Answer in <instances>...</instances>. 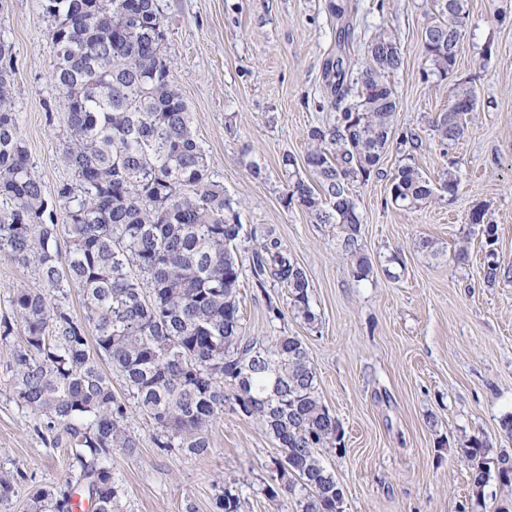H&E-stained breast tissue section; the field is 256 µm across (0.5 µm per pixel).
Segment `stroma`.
Returning <instances> with one entry per match:
<instances>
[{
    "label": "stroma",
    "instance_id": "1",
    "mask_svg": "<svg viewBox=\"0 0 512 512\" xmlns=\"http://www.w3.org/2000/svg\"><path fill=\"white\" fill-rule=\"evenodd\" d=\"M331 0H161L166 57L211 165L232 196L247 231L274 230L304 270L317 315L269 321L268 298L286 288L240 287L247 338L299 337L318 376V395L344 432L340 448L321 451L344 491V512H495L512 505V489L490 483L477 500L461 445L471 437L512 454L500 420L512 413V0H467L468 23L448 79L426 75L422 54L425 0H354L353 68L382 27L395 35L402 68L387 81L398 101L395 137L379 172L354 183L360 243L372 270L357 279L339 246L340 227L315 223L282 202L284 154L307 182L308 133L326 124L323 66L335 57ZM50 23L39 0H8L0 35L16 49L14 101L19 131L47 198L71 173L62 161L68 129L65 95L52 73ZM471 88L468 131L442 145L433 127L452 85ZM418 133L409 152L399 136ZM432 182L454 172L458 191H438L419 210L390 202V177L406 162ZM261 177H253L252 166ZM496 224L486 244L474 209ZM431 240L433 251L421 248ZM467 249V261L455 258ZM505 274L487 282L488 261ZM21 332L0 341V471L14 474L18 494L7 512H30L33 490L63 488L74 472L71 449L54 447L41 416L18 408L10 388ZM140 438L134 454L112 456L124 488L122 512H215L223 482L237 487L240 512H300L297 495L270 500L264 488L278 454L257 421L225 408L211 425L208 454L190 457L153 442L147 417L130 410Z\"/></svg>",
    "mask_w": 512,
    "mask_h": 512
}]
</instances>
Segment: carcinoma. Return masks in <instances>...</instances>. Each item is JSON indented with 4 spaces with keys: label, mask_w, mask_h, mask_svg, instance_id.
<instances>
[{
    "label": "carcinoma",
    "mask_w": 512,
    "mask_h": 512,
    "mask_svg": "<svg viewBox=\"0 0 512 512\" xmlns=\"http://www.w3.org/2000/svg\"><path fill=\"white\" fill-rule=\"evenodd\" d=\"M41 7L56 49L52 78L67 99L64 158L73 180L57 189L67 223L54 224L15 120L14 46L0 38V257L38 279L9 298L13 318L0 319V340L15 324L23 328L13 398L44 417L53 446L75 449L79 471L63 492L36 490L31 512H69L75 484L95 499L96 512H120L112 454L139 447L126 426L129 400L153 421L156 447L191 456L208 453V428L232 405L280 448L264 488L269 499L300 489L302 512H343V491L319 458L320 449L341 444L342 432L318 396L301 340L285 333L266 344L244 339L237 255L244 227L164 56L159 0H41ZM428 17L424 30L443 33L446 43L424 39L422 52L431 73L446 79L469 18L467 0H430ZM396 44L390 30L379 29L356 75L340 57L325 62L329 96L318 108L336 121L310 133L306 164L315 183L293 177L283 198L317 224L341 226L339 246L360 279L370 264L347 191L370 179L392 136L398 105L386 77L402 68L403 56L387 58L384 50ZM434 128L448 145L467 132L457 112L439 113ZM389 193L392 204L417 210L432 202L435 185L406 163ZM484 216L474 210L470 221L483 225L491 245L496 227ZM248 271L262 291L284 285L293 316L316 321L305 272L273 232L256 240ZM71 286L81 292L80 318L62 302ZM102 355L122 378L125 398L112 390ZM464 454L477 498L492 480L512 487L511 454L492 458L477 437ZM15 494L13 478L0 473V508ZM215 508L239 512L231 485L219 488Z\"/></svg>",
    "instance_id": "cac0c4a2"
}]
</instances>
